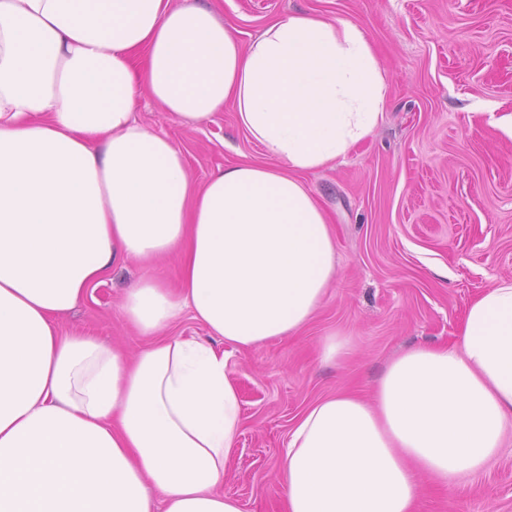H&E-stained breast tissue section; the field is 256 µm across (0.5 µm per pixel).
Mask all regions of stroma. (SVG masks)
I'll return each mask as SVG.
<instances>
[{
  "mask_svg": "<svg viewBox=\"0 0 512 512\" xmlns=\"http://www.w3.org/2000/svg\"><path fill=\"white\" fill-rule=\"evenodd\" d=\"M249 42L296 11L347 15L377 45L388 79L385 120L336 169L305 181L330 215L338 276L296 335L235 352L231 378L243 408L224 492L243 512H283L277 489L288 431L313 401L369 390L388 361L417 344H448L468 305L512 279V0H218ZM138 118L183 150L196 183L261 150L232 107L195 129L141 97ZM153 275L178 281L175 262L125 263L92 284L63 321L136 353L149 342L127 322L122 296ZM346 336L350 353L321 361L320 343ZM419 512H512V441L464 493L423 481Z\"/></svg>",
  "mask_w": 512,
  "mask_h": 512,
  "instance_id": "35a3bbf8",
  "label": "stroma"
}]
</instances>
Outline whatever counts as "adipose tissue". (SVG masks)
<instances>
[{
    "label": "adipose tissue",
    "instance_id": "obj_1",
    "mask_svg": "<svg viewBox=\"0 0 512 512\" xmlns=\"http://www.w3.org/2000/svg\"><path fill=\"white\" fill-rule=\"evenodd\" d=\"M200 127L232 104L262 149L196 185L141 96ZM365 28L292 12L249 43L213 7L0 0V512H242L224 474L241 433L228 349L297 334L337 275L303 177L385 118ZM172 260L124 293L136 354L60 328L120 262ZM210 340L170 334L183 311ZM512 435V280L454 341L408 348L370 396L309 405L288 432L284 512H418L419 478L464 491Z\"/></svg>",
    "mask_w": 512,
    "mask_h": 512
}]
</instances>
